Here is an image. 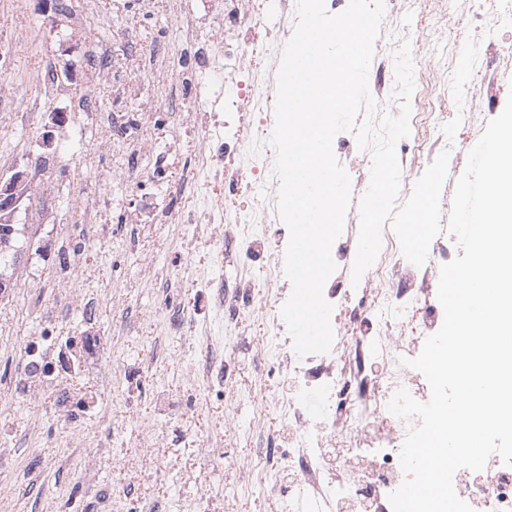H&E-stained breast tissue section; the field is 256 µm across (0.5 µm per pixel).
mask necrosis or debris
<instances>
[{
  "instance_id": "1",
  "label": "necrosis or debris",
  "mask_w": 512,
  "mask_h": 512,
  "mask_svg": "<svg viewBox=\"0 0 512 512\" xmlns=\"http://www.w3.org/2000/svg\"><path fill=\"white\" fill-rule=\"evenodd\" d=\"M84 9H62L69 26L86 30L85 79L74 109L63 124L89 119L92 150L109 153L113 182L133 196L127 243L136 253L139 287L156 302L117 308L121 328L157 326L136 362L112 349L97 321L103 277L84 248L101 251L108 237L86 221L84 196H73L69 214L82 224L81 243L61 241L54 256L63 262L51 282V303L33 310L35 328L16 345L18 368L12 396L29 407L50 406L54 436L65 448L84 449L81 475L68 482L66 501L90 490L97 512H393L389 496L405 474L400 452L411 424L388 404L399 390L427 401L426 378L408 366L427 336L442 325L436 297L439 270L458 250L449 231L431 242L423 266L403 255L391 226H384L376 264L360 282L352 280L358 245L360 200L368 189L371 149H359L354 133L336 137L338 158L350 173L351 203L342 234L332 246L335 271L323 287L332 304L334 341L329 352L298 357L281 308L292 284L282 268L289 230L276 215L280 181L276 152L268 143L276 125L279 69L272 49L288 42L296 25V0H135L126 23L112 28V43L100 44L87 31ZM383 19L401 25L409 13L430 23L417 39L412 58L415 82L440 88L431 54L436 43L457 37L449 28L448 0H384ZM161 18L178 39L158 44L143 37L141 18ZM43 21L30 0H12L0 13V36L9 54L0 55V102L18 97L9 70L29 69L42 83L50 78L43 57L28 44ZM376 67L369 90L377 106L395 89L390 47L375 44ZM189 74L182 87L181 74ZM111 86L127 98L149 89L138 108L105 109L101 90ZM462 112L411 113V134L397 153L402 173L398 200L410 197L425 160L435 159L448 142L449 124L479 133L483 105L468 86L459 91ZM173 182L175 201H160L157 184ZM143 224H181L180 251L158 265L157 255L139 238ZM234 276H225V268ZM184 351L176 369L182 393L156 389L151 416L133 428L130 452L118 484H96L111 472L114 458L103 452L91 430L111 433L113 412L134 413L141 403L140 376L167 359L172 345ZM206 391L211 428L194 421L196 394ZM251 407L242 424L239 407ZM240 449L231 469L223 463ZM187 473L193 491L180 501L147 497L162 472ZM457 495L474 512H512V466L492 455L484 470H458Z\"/></svg>"
}]
</instances>
